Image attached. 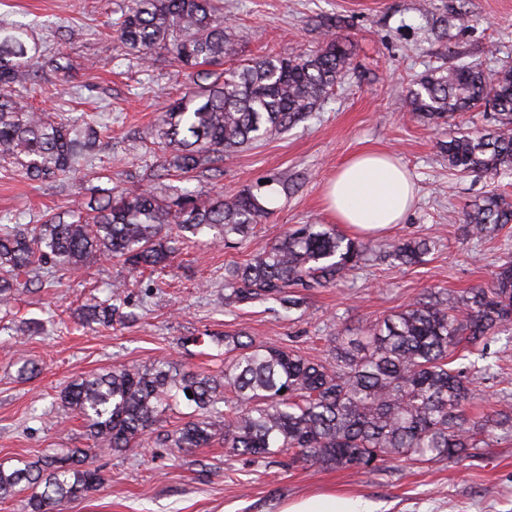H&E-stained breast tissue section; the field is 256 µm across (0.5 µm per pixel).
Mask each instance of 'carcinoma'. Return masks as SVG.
<instances>
[{
    "mask_svg": "<svg viewBox=\"0 0 512 512\" xmlns=\"http://www.w3.org/2000/svg\"><path fill=\"white\" fill-rule=\"evenodd\" d=\"M217 0H130L115 22L118 40L149 62L163 52L171 66L191 70L197 90L162 117L167 153L161 169L190 176L205 169L224 174V156L308 118L350 69L345 40L330 31L324 47L289 57L267 56L216 74L206 66L234 52L233 27ZM22 29L0 26V164L30 181L64 185L95 150L104 126L69 123L20 103L40 85L44 69L64 72L67 57L43 56ZM412 112L447 124L482 105L491 126L448 140V169L460 174H512V67L494 74L471 61L438 68L407 87ZM159 169V170H161ZM159 170L95 207L48 216L40 224L0 225V306L37 291L52 273L75 272L96 257L123 261L129 271L165 268L182 236L229 242L245 237L268 215L275 189L226 198L179 188L157 194L142 182L161 179ZM466 231L493 239L512 224V201L490 192L464 212ZM431 250L424 240L384 244L350 238L321 224H302L245 263L224 269V302L274 299L290 311L300 306L292 288H328L377 253L402 265ZM126 284L109 287L103 300L81 307L83 322L110 326L121 320ZM512 325V260L490 283L457 295L442 291L408 304L371 326L364 336H336L331 356L308 358L276 345L226 334L210 340L230 361L224 373L177 370L160 360L150 367L120 365L70 383L60 401L85 422L86 448H60L25 464L0 468V499L29 492L28 512H60L62 503L104 483L92 453H127L144 447L153 426L171 406L194 407L190 420L156 440L177 448H205L215 441L253 459L291 453L326 465L376 467L402 456L443 461L470 456L497 430L512 432V401L502 398L477 419L463 402L475 398V377L491 365L475 359L452 368L462 346H476ZM192 396H187L186 391ZM234 400H225L224 391ZM226 404L222 410L219 404Z\"/></svg>",
    "mask_w": 512,
    "mask_h": 512,
    "instance_id": "obj_1",
    "label": "carcinoma"
}]
</instances>
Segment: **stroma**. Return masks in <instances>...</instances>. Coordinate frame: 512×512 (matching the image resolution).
<instances>
[{
  "instance_id": "1",
  "label": "stroma",
  "mask_w": 512,
  "mask_h": 512,
  "mask_svg": "<svg viewBox=\"0 0 512 512\" xmlns=\"http://www.w3.org/2000/svg\"><path fill=\"white\" fill-rule=\"evenodd\" d=\"M127 0H0V22L26 25L30 37L63 53L71 68L50 78L33 106L61 119L107 124L95 171L76 173L65 191L0 168V218L35 222L41 215L83 207L94 188L116 190L130 174L160 166L158 123L169 104L194 88L188 72L156 59L152 67L123 49L109 24ZM419 0H220L234 28V67L273 53L315 50L328 23L344 19L340 36L352 44L350 70L311 116L286 133L225 156L223 176L185 180V186L231 196L258 183L288 181L270 213L241 242L189 243L164 274L132 275L118 261L95 260L85 273L62 276L56 287L16 297L0 311V467L10 470L55 448L85 447V423L61 406L71 382L119 364L148 367L166 358L182 368L219 374L224 351L183 337L236 334L307 357L327 356L334 336H356L376 320L425 297L431 289L459 291L491 280L512 257V232L486 241L466 233L462 211L490 191L512 197V175H457L442 142L489 125L483 111L435 126L412 116L406 89L412 79L458 59H482L488 68L512 67V0H433L436 17L466 6V27H434ZM365 150L388 151L412 173L418 202L388 238H426L434 249L405 266L370 258L343 284L304 291L303 305L284 311L275 301L233 307L224 303V267L243 263L297 224L333 225L323 189L337 168ZM126 281L131 296L125 324H80L76 310ZM41 327L16 343V324ZM497 356L490 376L474 383L467 414L487 410L512 393V327L487 343ZM38 365L19 379L23 361ZM103 486L69 501L64 512H281L312 494L358 497L369 512H512V436L497 437L471 457L432 463L395 459L368 470L333 467L278 455L252 460L214 443L187 450L149 442L126 454H97Z\"/></svg>"
}]
</instances>
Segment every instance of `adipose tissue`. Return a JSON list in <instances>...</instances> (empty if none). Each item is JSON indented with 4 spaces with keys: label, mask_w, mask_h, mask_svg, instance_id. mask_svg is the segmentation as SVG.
I'll list each match as a JSON object with an SVG mask.
<instances>
[{
    "label": "adipose tissue",
    "mask_w": 512,
    "mask_h": 512,
    "mask_svg": "<svg viewBox=\"0 0 512 512\" xmlns=\"http://www.w3.org/2000/svg\"><path fill=\"white\" fill-rule=\"evenodd\" d=\"M326 199L337 223L375 235L405 219L414 204L415 186L394 154L367 151L343 164L326 186Z\"/></svg>",
    "instance_id": "obj_1"
}]
</instances>
